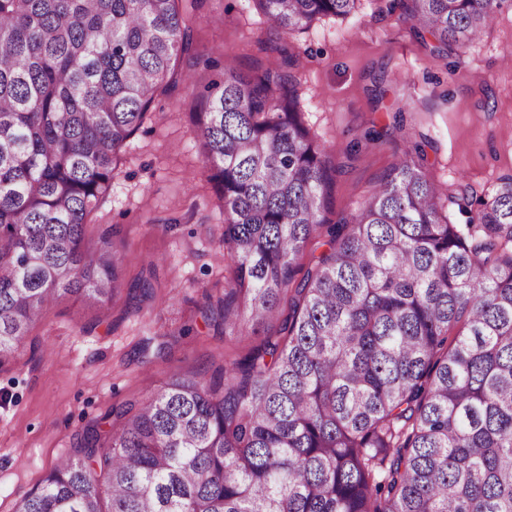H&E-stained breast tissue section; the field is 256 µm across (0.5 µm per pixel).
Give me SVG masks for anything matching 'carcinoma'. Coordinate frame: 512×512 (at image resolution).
Instances as JSON below:
<instances>
[{
  "label": "carcinoma",
  "mask_w": 512,
  "mask_h": 512,
  "mask_svg": "<svg viewBox=\"0 0 512 512\" xmlns=\"http://www.w3.org/2000/svg\"><path fill=\"white\" fill-rule=\"evenodd\" d=\"M252 2L266 50L360 0ZM382 2L440 57L509 0ZM196 3L0 0V362L59 298L95 308L122 289L117 231L88 246L84 229L121 148L201 63ZM192 109L227 270L202 314L263 338L85 426L16 512H512V176L450 195L414 142L329 225L338 168L293 72L229 62ZM315 239L326 250L297 280ZM152 297L145 279L134 311Z\"/></svg>",
  "instance_id": "cac0c4a2"
}]
</instances>
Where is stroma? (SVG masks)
<instances>
[{
  "instance_id": "stroma-1",
  "label": "stroma",
  "mask_w": 512,
  "mask_h": 512,
  "mask_svg": "<svg viewBox=\"0 0 512 512\" xmlns=\"http://www.w3.org/2000/svg\"><path fill=\"white\" fill-rule=\"evenodd\" d=\"M380 6L361 0L347 18L282 35L272 52L253 41L261 17L251 0H200L193 46L210 66L197 67L193 87L155 101L85 229L91 244L117 226L125 285L150 276L153 297L139 312L123 293L98 311L60 299L0 363V512H14L58 457L73 453L76 433L112 406L142 400L178 372L210 378L258 341L216 335L200 311L205 294L224 290V217L189 112L219 65L250 74L296 61L305 122L339 168L328 223L349 217L413 142H426L429 177L451 191L465 184L482 196L512 174V68L503 65L512 5L479 40L441 58L432 39ZM379 72L387 78L377 97L371 77ZM397 113L403 125L387 141H363Z\"/></svg>"
}]
</instances>
